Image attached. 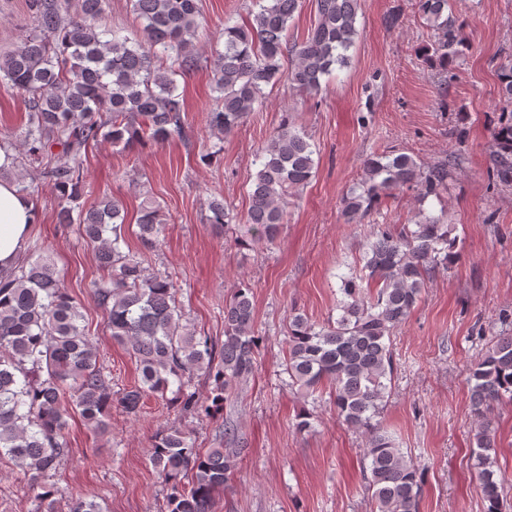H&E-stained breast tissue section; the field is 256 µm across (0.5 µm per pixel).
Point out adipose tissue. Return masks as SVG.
Instances as JSON below:
<instances>
[{
    "mask_svg": "<svg viewBox=\"0 0 512 512\" xmlns=\"http://www.w3.org/2000/svg\"><path fill=\"white\" fill-rule=\"evenodd\" d=\"M35 221L30 198L13 182L0 180V275L9 274L17 265Z\"/></svg>",
    "mask_w": 512,
    "mask_h": 512,
    "instance_id": "ef3b65f1",
    "label": "adipose tissue"
}]
</instances>
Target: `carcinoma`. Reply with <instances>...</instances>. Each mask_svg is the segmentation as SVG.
<instances>
[{
    "instance_id": "obj_1",
    "label": "carcinoma",
    "mask_w": 512,
    "mask_h": 512,
    "mask_svg": "<svg viewBox=\"0 0 512 512\" xmlns=\"http://www.w3.org/2000/svg\"><path fill=\"white\" fill-rule=\"evenodd\" d=\"M33 27L0 56V80L27 95L26 160L53 183L61 200L59 222L76 223L95 249L104 276L94 287L95 306L108 317L114 340L130 346L139 366L138 385L122 398L137 411L144 396L170 401L185 412L196 408L186 390L191 375L214 381L212 401L250 377L258 337L252 287L236 286L224 306V344L214 364L215 345L183 324L173 283L150 274L138 258L122 252L126 214L108 197L85 208L82 149L102 137L127 146L142 140L163 143L186 135L177 77L197 68L194 40L198 0H129L145 40L99 25L108 0H29ZM244 24L224 25L223 48L209 59L213 106L209 127L226 134L262 106L266 88L286 81L316 94L322 80L350 64L359 36L361 0H315L316 18L307 35L288 44L287 33L302 0H256ZM414 13L432 30L424 62L443 69L464 56L463 21L448 0H411ZM292 62L283 69L282 60ZM499 103L512 112V54L498 66ZM61 146L55 154L52 147ZM496 178L512 184V124L497 133ZM315 150L305 131L286 124L261 148L259 168L248 192L247 233L268 246L286 223L288 197L314 176ZM451 164H425L399 153H382L363 163L359 182L343 198L347 224H360L382 198L415 187L421 199L448 191ZM208 222L233 220L224 198L207 202ZM166 224L160 204L140 205L137 237L153 248ZM454 241L443 216L423 215L398 229L376 224L361 257L360 272L341 277L338 316L323 323L302 314L288 318L285 370L291 386L305 393L329 389L330 403L346 426L366 434L364 468L373 512H419L422 470L405 455L378 421L394 372L390 337L410 317L436 271L448 267ZM475 416V479L484 512H502L501 481L495 470L497 437L488 413L512 402V336H498L471 367L468 378ZM79 409L96 434L109 427L112 383L99 367L85 329V314L48 259L22 264L0 279V460L30 476L41 492L36 512H104L94 497L78 496L66 510L42 479L69 453L68 410ZM152 463L171 493L169 512H212L216 491L230 481L235 460L222 448L199 451L179 429L157 435Z\"/></svg>"
}]
</instances>
